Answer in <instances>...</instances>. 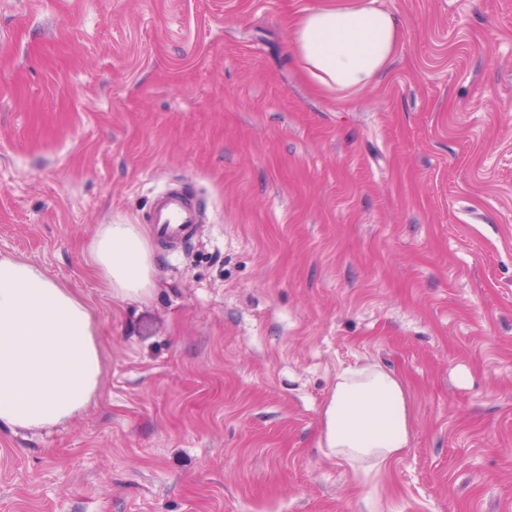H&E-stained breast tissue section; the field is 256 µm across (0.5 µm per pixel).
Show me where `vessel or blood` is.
I'll use <instances>...</instances> for the list:
<instances>
[{
  "label": "vessel or blood",
  "instance_id": "vessel-or-blood-1",
  "mask_svg": "<svg viewBox=\"0 0 512 512\" xmlns=\"http://www.w3.org/2000/svg\"><path fill=\"white\" fill-rule=\"evenodd\" d=\"M148 222L158 240L176 244L192 235L200 222V209L181 186L170 184L157 192Z\"/></svg>",
  "mask_w": 512,
  "mask_h": 512
}]
</instances>
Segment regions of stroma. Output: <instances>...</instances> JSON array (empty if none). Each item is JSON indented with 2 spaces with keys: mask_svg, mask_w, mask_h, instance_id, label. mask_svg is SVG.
I'll use <instances>...</instances> for the list:
<instances>
[{
  "mask_svg": "<svg viewBox=\"0 0 512 512\" xmlns=\"http://www.w3.org/2000/svg\"><path fill=\"white\" fill-rule=\"evenodd\" d=\"M313 0H0V255L100 326L95 404L0 427V512H512V0H382L378 83L295 65ZM206 214L115 300L98 225L168 181ZM403 380L374 483L318 446L342 369Z\"/></svg>",
  "mask_w": 512,
  "mask_h": 512,
  "instance_id": "35a3bbf8",
  "label": "stroma"
}]
</instances>
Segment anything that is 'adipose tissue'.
<instances>
[{
	"mask_svg": "<svg viewBox=\"0 0 512 512\" xmlns=\"http://www.w3.org/2000/svg\"><path fill=\"white\" fill-rule=\"evenodd\" d=\"M404 21L379 0H331L290 21L293 57L317 91L373 86L396 57ZM93 274L113 296L154 289L152 246L141 225L103 224L88 246ZM98 321L86 298L36 263L0 257V426L49 430L94 402L103 378ZM412 410L401 378L367 362L340 371L324 407L319 446L361 481L377 480L410 444Z\"/></svg>",
	"mask_w": 512,
	"mask_h": 512,
	"instance_id": "1",
	"label": "adipose tissue"
}]
</instances>
